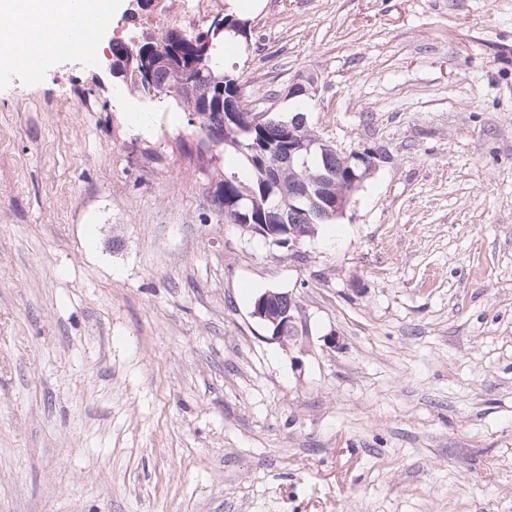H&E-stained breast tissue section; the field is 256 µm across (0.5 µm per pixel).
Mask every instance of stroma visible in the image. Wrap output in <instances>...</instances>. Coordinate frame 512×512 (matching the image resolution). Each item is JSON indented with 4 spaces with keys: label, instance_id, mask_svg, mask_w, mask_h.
<instances>
[{
    "label": "stroma",
    "instance_id": "obj_1",
    "mask_svg": "<svg viewBox=\"0 0 512 512\" xmlns=\"http://www.w3.org/2000/svg\"><path fill=\"white\" fill-rule=\"evenodd\" d=\"M249 18L251 108L388 154L292 250L225 223L173 100L0 68V512H512V0ZM283 292L267 291L258 297L252 316L269 333V341L278 343L284 349L302 348L303 339L309 336L306 323L299 316V305L288 294V306L282 309L275 306Z\"/></svg>",
    "mask_w": 512,
    "mask_h": 512
}]
</instances>
